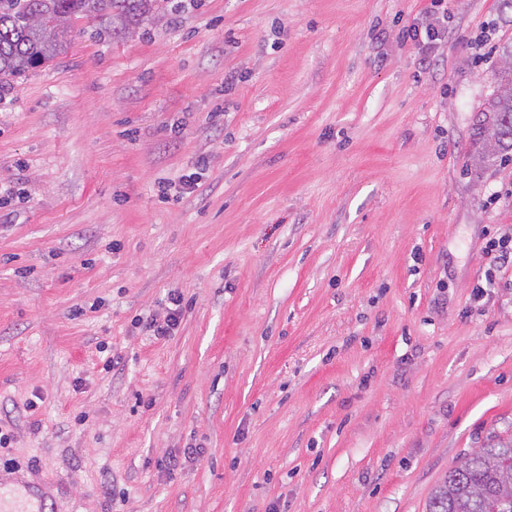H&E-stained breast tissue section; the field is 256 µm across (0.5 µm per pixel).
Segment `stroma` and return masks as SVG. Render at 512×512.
Wrapping results in <instances>:
<instances>
[{
    "instance_id": "35a3bbf8",
    "label": "stroma",
    "mask_w": 512,
    "mask_h": 512,
    "mask_svg": "<svg viewBox=\"0 0 512 512\" xmlns=\"http://www.w3.org/2000/svg\"><path fill=\"white\" fill-rule=\"evenodd\" d=\"M425 5L167 0L0 86L1 483L52 512H425L512 437L486 248L512 161L474 163L512 13L447 0L426 67L399 37ZM177 309H173L172 312L167 313L164 318H151L144 324V328L148 331L150 336H154L155 339H162L166 336H170V333L175 329L178 317Z\"/></svg>"
}]
</instances>
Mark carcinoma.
Instances as JSON below:
<instances>
[{
	"label": "carcinoma",
	"instance_id": "obj_1",
	"mask_svg": "<svg viewBox=\"0 0 512 512\" xmlns=\"http://www.w3.org/2000/svg\"><path fill=\"white\" fill-rule=\"evenodd\" d=\"M161 0H0V84L27 75L66 46L75 19L106 15L133 33ZM505 87L481 113V158L512 154V53L505 57ZM427 512H512V439L462 457L435 488Z\"/></svg>",
	"mask_w": 512,
	"mask_h": 512
}]
</instances>
